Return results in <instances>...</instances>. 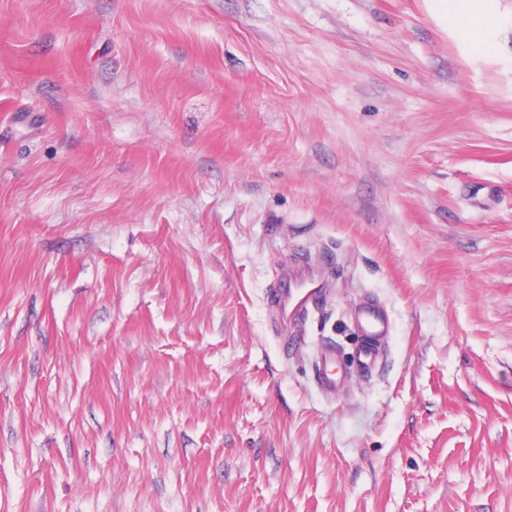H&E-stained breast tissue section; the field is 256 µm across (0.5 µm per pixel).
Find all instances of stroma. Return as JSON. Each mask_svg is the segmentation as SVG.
Returning a JSON list of instances; mask_svg holds the SVG:
<instances>
[{"mask_svg": "<svg viewBox=\"0 0 512 512\" xmlns=\"http://www.w3.org/2000/svg\"><path fill=\"white\" fill-rule=\"evenodd\" d=\"M459 11L0 0V512H512V0ZM324 294L323 285L313 278L295 279L288 285V291L279 290L277 302L285 316L296 318L316 308ZM356 327L364 338L358 352V362L364 369H369L377 362L381 343L386 339L390 331V323L387 315L375 304H367L359 312L356 318ZM335 357L336 354L329 349H325L319 356V383L322 389L331 392L334 391L336 386L343 380V377L333 370Z\"/></svg>", "mask_w": 512, "mask_h": 512, "instance_id": "stroma-1", "label": "stroma"}]
</instances>
